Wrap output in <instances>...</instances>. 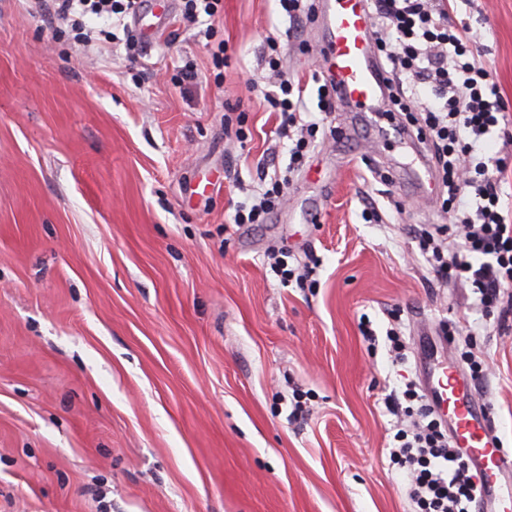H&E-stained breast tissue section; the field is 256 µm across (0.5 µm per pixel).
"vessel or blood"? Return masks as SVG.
Segmentation results:
<instances>
[{"label": "vessel or blood", "mask_w": 512, "mask_h": 512, "mask_svg": "<svg viewBox=\"0 0 512 512\" xmlns=\"http://www.w3.org/2000/svg\"><path fill=\"white\" fill-rule=\"evenodd\" d=\"M316 21L327 31L319 54L336 98L361 112L381 111L387 75L375 61L368 0H321ZM420 353L424 391L433 407L449 418L455 446L467 449L476 462L483 503L495 502L505 510L512 505V485L501 478L512 471V455L499 446L488 402L456 366L438 359L433 339L421 340Z\"/></svg>", "instance_id": "obj_1"}]
</instances>
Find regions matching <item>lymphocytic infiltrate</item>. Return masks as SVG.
Wrapping results in <instances>:
<instances>
[{"mask_svg":"<svg viewBox=\"0 0 512 512\" xmlns=\"http://www.w3.org/2000/svg\"><path fill=\"white\" fill-rule=\"evenodd\" d=\"M47 20L66 22L81 46L101 41L122 43L129 59L147 55V46L129 18L146 0H27ZM449 0H370L372 36L377 54L391 77L389 98L403 113L406 127L416 130L432 162L441 207L452 211L454 228L420 229L419 247L432 271L445 281L469 279L485 309H497L500 322L512 318V220L504 214L500 188L486 161L475 154L485 137L494 135L511 107L505 103L488 70L469 49L467 26L448 21ZM281 48L269 44L260 62L269 72L266 86L252 85L279 118L281 137L293 143L287 170L304 164L308 134L318 123L303 120L302 82L288 77ZM288 184L271 180L262 192L236 205L234 224H262L276 209ZM460 239L457 250L445 251L448 232ZM387 411L409 417L398 428L390 460L407 480L415 512H474L480 495L476 473L455 448L448 429L436 417L414 383L389 396Z\"/></svg>","mask_w":512,"mask_h":512,"instance_id":"obj_1","label":"lymphocytic infiltrate"}]
</instances>
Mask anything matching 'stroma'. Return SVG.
Returning <instances> with one entry per match:
<instances>
[{
  "mask_svg": "<svg viewBox=\"0 0 512 512\" xmlns=\"http://www.w3.org/2000/svg\"><path fill=\"white\" fill-rule=\"evenodd\" d=\"M223 5L212 39L172 14L132 67L123 47H79L0 0V512H412L384 399L418 380L419 334L455 322L439 353L486 360L475 388L512 453V330L421 255L414 226L446 217L395 127L337 108L285 204L230 223L268 147L288 166L248 91L288 18L277 0ZM450 18L512 102V0H457ZM318 40L312 25L290 44V75L318 69ZM188 61L198 80L181 92L170 78ZM275 252L318 259L316 287L282 286Z\"/></svg>",
  "mask_w": 512,
  "mask_h": 512,
  "instance_id": "35a3bbf8",
  "label": "stroma"
}]
</instances>
